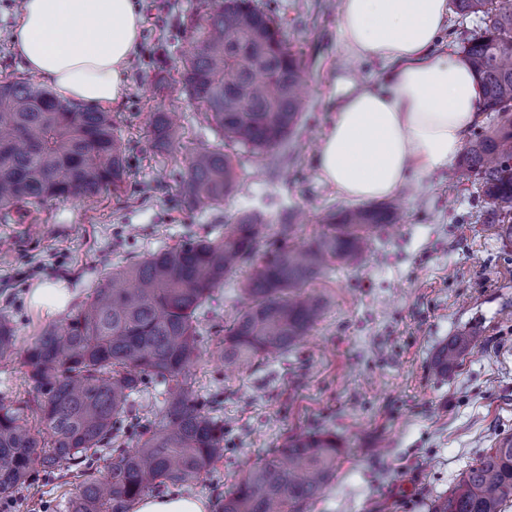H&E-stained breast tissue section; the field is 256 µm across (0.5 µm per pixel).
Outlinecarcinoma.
Here are the masks:
<instances>
[{
  "mask_svg": "<svg viewBox=\"0 0 512 512\" xmlns=\"http://www.w3.org/2000/svg\"><path fill=\"white\" fill-rule=\"evenodd\" d=\"M461 17L482 15L462 54L482 86L481 111L498 122L477 134L463 166L480 185L490 219L512 211V0H451ZM184 30L195 48L179 71L188 98L221 143L193 151L183 202L211 208L236 188L224 143L266 155L288 142L305 102L303 61L276 19L254 0H203ZM153 142L178 141L167 116L152 119ZM129 161L112 113L59 98L31 81L0 82V213L21 211L104 188H126ZM396 218L389 203L329 213L308 242L265 241L253 209L218 234L168 247L102 274L86 301L44 327L26 354L32 400L0 402V502L13 503L42 476L78 478L66 512H132L147 493L188 487L224 454V418L201 397L191 369L204 337L198 318L224 279L259 250L241 281L244 307L225 328L224 364L284 355L308 335L323 301L305 287L369 249L374 231ZM16 327L0 315V357L14 351ZM474 344L452 337L434 358L441 375ZM155 382L162 404L139 402ZM36 416L40 428L32 426ZM340 454L329 432L287 436L219 500L217 512H309L336 476ZM512 500V441L489 449L461 473L430 512H503Z\"/></svg>",
  "mask_w": 512,
  "mask_h": 512,
  "instance_id": "cac0c4a2",
  "label": "carcinoma"
}]
</instances>
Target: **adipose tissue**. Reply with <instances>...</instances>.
I'll use <instances>...</instances> for the list:
<instances>
[{"label": "adipose tissue", "instance_id": "adipose-tissue-1", "mask_svg": "<svg viewBox=\"0 0 512 512\" xmlns=\"http://www.w3.org/2000/svg\"><path fill=\"white\" fill-rule=\"evenodd\" d=\"M449 13V0H341L345 54L383 68L375 87L345 91L316 156L342 198L385 199L457 162L482 89L461 54L437 49ZM141 23L135 0H23L14 42L62 98L114 104Z\"/></svg>", "mask_w": 512, "mask_h": 512}]
</instances>
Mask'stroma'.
<instances>
[{
    "label": "stroma",
    "mask_w": 512,
    "mask_h": 512,
    "mask_svg": "<svg viewBox=\"0 0 512 512\" xmlns=\"http://www.w3.org/2000/svg\"><path fill=\"white\" fill-rule=\"evenodd\" d=\"M143 17L124 98L112 105L129 154L125 194L48 202L0 223V314L13 315L16 344L0 360V401L28 399L25 351L41 328L62 321L30 300L44 285L66 288L81 304L106 268L194 239L255 208L266 235L293 223L302 242L321 231L320 215L344 207L315 165L319 143L345 80L373 86L380 65L344 57L332 0H258L282 24L304 62L308 105L284 147L256 157L235 147L238 185L222 207L180 204L178 183L193 149L217 136L177 82L191 46L182 29L198 0H137ZM19 19L14 0H0V80L25 79L11 41ZM164 55L165 87L147 62ZM174 116L179 141L150 146L152 113ZM400 223L381 227L369 255L314 280L325 302L311 335L292 352L228 371L220 357L224 328L241 307L240 278L218 289L201 320L206 344L195 387L220 393L225 423L219 478L189 494L217 504L245 470L290 434L325 429L340 445L336 478L312 512H429L487 449L512 437V241L486 223L474 177L441 170L400 196ZM476 331L479 341L447 375H435L437 349ZM74 480H36L18 496L19 512L65 503Z\"/></svg>",
    "instance_id": "1"
}]
</instances>
